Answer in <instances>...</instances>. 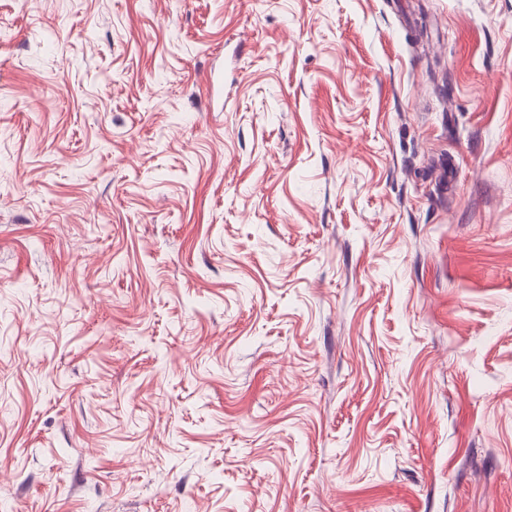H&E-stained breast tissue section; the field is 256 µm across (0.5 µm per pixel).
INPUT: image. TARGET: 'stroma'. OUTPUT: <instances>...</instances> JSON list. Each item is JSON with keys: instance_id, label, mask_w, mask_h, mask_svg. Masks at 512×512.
I'll return each mask as SVG.
<instances>
[{"instance_id": "obj_1", "label": "stroma", "mask_w": 512, "mask_h": 512, "mask_svg": "<svg viewBox=\"0 0 512 512\" xmlns=\"http://www.w3.org/2000/svg\"><path fill=\"white\" fill-rule=\"evenodd\" d=\"M0 512H512V0H0Z\"/></svg>"}]
</instances>
